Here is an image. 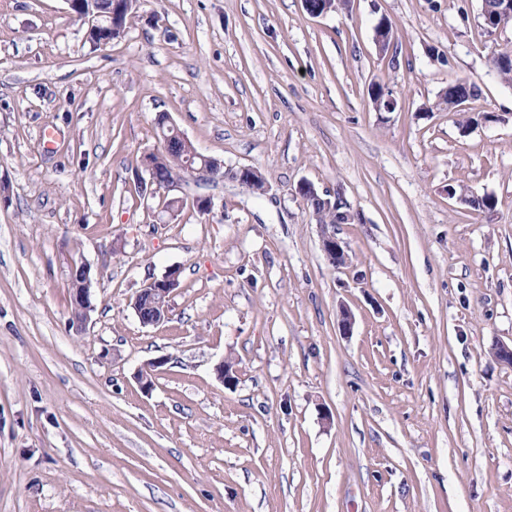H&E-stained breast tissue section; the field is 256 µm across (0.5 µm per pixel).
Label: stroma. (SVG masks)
Returning <instances> with one entry per match:
<instances>
[{
	"label": "stroma",
	"instance_id": "stroma-1",
	"mask_svg": "<svg viewBox=\"0 0 512 512\" xmlns=\"http://www.w3.org/2000/svg\"><path fill=\"white\" fill-rule=\"evenodd\" d=\"M481 9L140 0L95 48L67 0H0V512H512V84L492 63L512 22ZM459 81L478 96L437 108ZM162 112L268 195L219 182L203 214L191 184L158 223L172 193L138 179ZM302 180L352 215L343 267ZM173 269L167 319L141 324L131 299ZM95 278L91 266L84 261L77 262L73 265L71 275V300L75 312L80 313V317L76 320V331H82L86 325L90 313L94 311Z\"/></svg>",
	"mask_w": 512,
	"mask_h": 512
}]
</instances>
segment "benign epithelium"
I'll list each match as a JSON object with an SVG mask.
<instances>
[{"instance_id":"1","label":"benign epithelium","mask_w":512,"mask_h":512,"mask_svg":"<svg viewBox=\"0 0 512 512\" xmlns=\"http://www.w3.org/2000/svg\"><path fill=\"white\" fill-rule=\"evenodd\" d=\"M137 4L138 0H112V11L109 13L112 20L111 28L117 29L120 15L136 8ZM157 129L163 143L162 150L150 152L143 157V166L149 175V184L174 190L187 179L193 180L197 186L229 179L241 187L252 183H261L264 185V190L270 189L266 177L256 167L227 168L223 174H218V169L212 165V157L200 153L195 145L177 128L171 118L168 117L158 124ZM175 139L184 144L185 162L169 169L166 180L160 181L154 176V171L169 154L170 145ZM315 219L320 226V246L323 253L329 258L336 259L338 264L347 259L345 242L336 237L335 231L328 229V225L323 223L320 214H315ZM169 281L170 278L168 277L152 280L135 295V302L132 304L135 313H140V304L144 300L147 301V307L152 309V316L145 321V324L158 325L167 317L170 298ZM94 284L95 278L91 266L84 261L75 263L72 268L70 291L73 308L80 313L79 319L76 320V331L78 332L83 329L90 313L94 311ZM164 364L165 360L163 359L154 361L150 364L149 369L138 373L136 379L141 390L146 393L152 390L154 369Z\"/></svg>"}]
</instances>
